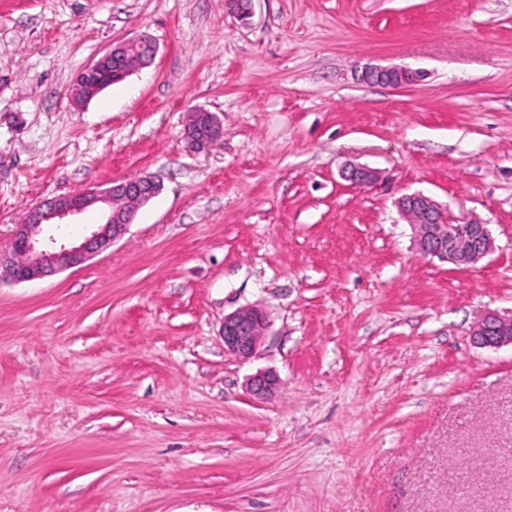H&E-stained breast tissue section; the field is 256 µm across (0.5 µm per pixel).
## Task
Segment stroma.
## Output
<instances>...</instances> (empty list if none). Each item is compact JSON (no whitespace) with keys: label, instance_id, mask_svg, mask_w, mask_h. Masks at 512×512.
Returning a JSON list of instances; mask_svg holds the SVG:
<instances>
[{"label":"stroma","instance_id":"stroma-1","mask_svg":"<svg viewBox=\"0 0 512 512\" xmlns=\"http://www.w3.org/2000/svg\"><path fill=\"white\" fill-rule=\"evenodd\" d=\"M141 35L153 63L74 106ZM197 107L224 126L202 153ZM139 175L161 190L110 249L0 279V512H512V347L471 336L512 316V0H0V248L36 203ZM414 192L493 252L421 254ZM248 307L243 361L221 327ZM132 48H137L139 51L144 49L141 54L143 61L137 67L151 63L158 52L156 42L146 36L134 37L113 45L111 49L86 66L77 77L76 85L85 95V99L92 98L111 83L123 81L137 68H133L132 64L138 61L139 55L133 57L132 64L129 62L128 55ZM418 72L399 67L365 68L361 74V79L370 84H381L387 86H403L416 81ZM185 137L192 147L205 150L224 136V128L214 112L195 108L188 113ZM266 316L259 310L247 308L224 317L222 336L224 351L242 360L256 352L266 328ZM279 378L272 372H258L247 382V390L255 399L271 398L278 391Z\"/></svg>","mask_w":512,"mask_h":512}]
</instances>
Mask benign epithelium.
<instances>
[{
  "label": "benign epithelium",
  "mask_w": 512,
  "mask_h": 512,
  "mask_svg": "<svg viewBox=\"0 0 512 512\" xmlns=\"http://www.w3.org/2000/svg\"><path fill=\"white\" fill-rule=\"evenodd\" d=\"M253 0H224V8L242 19L252 14ZM142 51V64L152 62L158 52L156 42L146 36L134 37L112 46L93 60L79 74L77 87L90 99L108 85L124 80L132 71L129 52ZM418 72L399 67H370L361 79L370 84L403 86L416 81ZM224 136V128L216 114L203 108L188 113L185 137L192 147L205 150ZM352 184L364 187L379 179V172L353 165L344 171ZM158 192V185L148 176H135L112 181L104 189L69 193L42 201L30 207L16 225L11 247L0 250V270L16 282H30L79 266L107 250L125 236L133 224L138 209ZM416 232V244L425 256L436 257L448 264L470 267L493 252L494 240L488 225L466 219L448 223L441 204L422 193L405 194L397 201ZM100 206L107 210L104 223L97 225L84 241L69 245L48 233L54 226L62 231V220L86 209ZM266 328V316L247 308L224 316L222 336L224 351L247 360L256 352ZM472 336L483 347L498 348L512 345V319L494 313L486 315L473 329ZM279 378L272 372H258L247 382V390L256 399L264 400L278 391Z\"/></svg>",
  "instance_id": "obj_1"
}]
</instances>
